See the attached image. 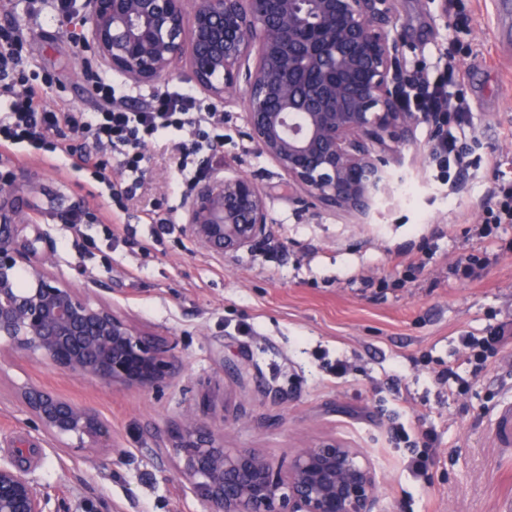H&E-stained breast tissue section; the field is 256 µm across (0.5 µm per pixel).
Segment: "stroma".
I'll list each match as a JSON object with an SVG mask.
<instances>
[{"mask_svg": "<svg viewBox=\"0 0 512 512\" xmlns=\"http://www.w3.org/2000/svg\"><path fill=\"white\" fill-rule=\"evenodd\" d=\"M471 16L456 67L475 126L479 168L449 191L429 164L433 134L423 123L396 167L389 199L371 221L306 219L277 166L244 138L242 100L224 114V157L257 175L273 218L268 239L218 256L184 231L186 198L167 139L149 145L147 177L122 210L111 239L105 185L90 173L61 174L41 153L0 160L23 174L18 204L41 235L51 270L138 329L175 343L184 372L143 393L79 379L0 349V462L19 466L49 497L47 512H210L176 473L168 432L186 414L224 428V445L287 463L296 449L333 438L361 449L377 478L374 512H505L512 502V446L496 427L512 396V346L473 373L461 339L512 319V224L479 239L481 202L496 170L512 175V9L503 0H464ZM394 32L408 71L438 65L453 32L436 0H394ZM20 23L34 74L51 76L49 101L90 112L96 104L81 61L52 10L31 17L25 0L0 11ZM91 223L71 229L74 209ZM473 254L490 265L472 280L448 267ZM425 265L406 273L404 258ZM349 370L339 376L337 361ZM452 365L461 383L439 385ZM36 385L92 408L112 425L114 448L97 466L35 431L21 387ZM437 436L436 464L415 477L397 431Z\"/></svg>", "mask_w": 512, "mask_h": 512, "instance_id": "1", "label": "stroma"}]
</instances>
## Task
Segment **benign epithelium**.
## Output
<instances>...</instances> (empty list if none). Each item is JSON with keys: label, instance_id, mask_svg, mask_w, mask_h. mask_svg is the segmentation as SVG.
<instances>
[{"label": "benign epithelium", "instance_id": "benign-epithelium-1", "mask_svg": "<svg viewBox=\"0 0 512 512\" xmlns=\"http://www.w3.org/2000/svg\"><path fill=\"white\" fill-rule=\"evenodd\" d=\"M88 50L134 85L187 68L216 99L242 94L246 137L272 160L313 218L369 215L388 196L392 167L427 117L403 112L393 0H88ZM256 56L253 67L246 66ZM21 178L0 187V343L16 354L106 386L143 392L175 380V345L134 327L112 303L80 294L50 271L41 237L9 207ZM272 223L256 180L211 176L188 201L184 229L222 256L257 244ZM45 436L93 464L112 447L94 410L39 387L20 392ZM177 474L212 512H371L376 478L357 448L323 439L287 469L224 447V431L185 417L171 434ZM47 494L0 464V512H46Z\"/></svg>", "mask_w": 512, "mask_h": 512}]
</instances>
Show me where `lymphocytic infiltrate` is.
I'll return each mask as SVG.
<instances>
[{"mask_svg":"<svg viewBox=\"0 0 512 512\" xmlns=\"http://www.w3.org/2000/svg\"><path fill=\"white\" fill-rule=\"evenodd\" d=\"M26 35L20 25L0 27V155L20 153L24 147L43 150L50 159L68 168L92 173L107 183L112 164L134 176L143 175L142 163L150 143L172 136L179 149L178 186L196 185L198 155L213 156L224 143V115L214 111L188 89H164L150 93L147 104L132 108L129 90L117 89L110 78L90 74L98 98L95 111L68 105L50 107L43 82L31 79L24 49ZM444 75L425 70L401 86L397 102L403 110L425 114L441 131L432 145V156L449 189L478 160L467 150L474 136L467 99L455 77L454 63ZM512 224V179L496 176L482 202V220L472 232L490 237L497 225Z\"/></svg>","mask_w":512,"mask_h":512,"instance_id":"1","label":"lymphocytic infiltrate"}]
</instances>
